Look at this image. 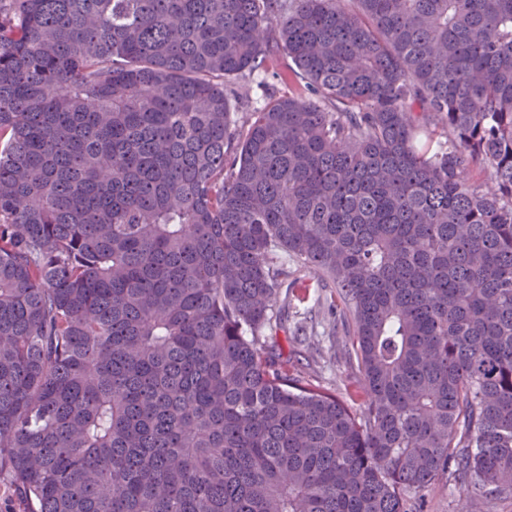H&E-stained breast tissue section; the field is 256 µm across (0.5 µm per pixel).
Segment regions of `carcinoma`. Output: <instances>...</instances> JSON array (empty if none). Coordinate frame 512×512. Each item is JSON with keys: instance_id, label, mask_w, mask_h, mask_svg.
<instances>
[{"instance_id": "carcinoma-1", "label": "carcinoma", "mask_w": 512, "mask_h": 512, "mask_svg": "<svg viewBox=\"0 0 512 512\" xmlns=\"http://www.w3.org/2000/svg\"><path fill=\"white\" fill-rule=\"evenodd\" d=\"M281 53L316 98L236 129ZM290 264L358 411L257 346ZM1 478L29 512L512 499V0H0ZM425 498L427 512H459L463 506L457 493L445 481L425 492Z\"/></svg>"}]
</instances>
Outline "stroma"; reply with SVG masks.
Wrapping results in <instances>:
<instances>
[{
    "label": "stroma",
    "instance_id": "1",
    "mask_svg": "<svg viewBox=\"0 0 512 512\" xmlns=\"http://www.w3.org/2000/svg\"><path fill=\"white\" fill-rule=\"evenodd\" d=\"M288 60L279 55L253 76L239 81L241 94L235 100L238 120L273 98L289 95ZM290 303L281 315L276 339L293 353V370L305 379L335 391L352 408L361 404L360 376L343 349L344 323L329 311L325 288L317 276L302 272L291 281Z\"/></svg>",
    "mask_w": 512,
    "mask_h": 512
}]
</instances>
